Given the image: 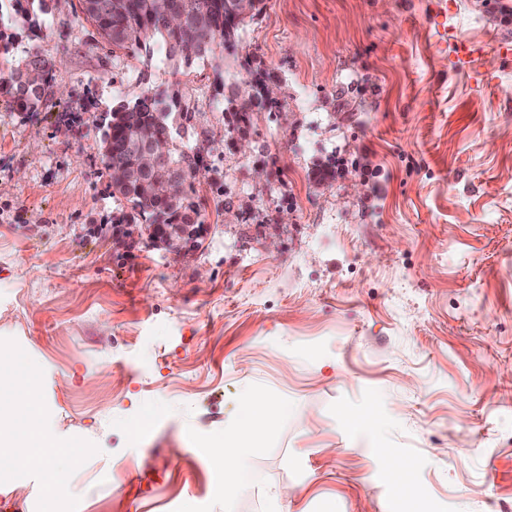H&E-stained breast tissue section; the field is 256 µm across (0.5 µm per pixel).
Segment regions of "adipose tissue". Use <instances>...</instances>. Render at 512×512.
Returning a JSON list of instances; mask_svg holds the SVG:
<instances>
[{
    "instance_id": "ef3b65f1",
    "label": "adipose tissue",
    "mask_w": 512,
    "mask_h": 512,
    "mask_svg": "<svg viewBox=\"0 0 512 512\" xmlns=\"http://www.w3.org/2000/svg\"><path fill=\"white\" fill-rule=\"evenodd\" d=\"M33 381V371L14 356L0 372V459L38 460L44 482L54 484V493L60 496L66 488L58 483L54 471L60 456H75L77 450L46 429L39 397L22 395V388ZM281 411V406L267 397L244 399L236 419L239 441L216 442L215 455L222 457L226 466L241 469L250 451L247 438L267 429Z\"/></svg>"
}]
</instances>
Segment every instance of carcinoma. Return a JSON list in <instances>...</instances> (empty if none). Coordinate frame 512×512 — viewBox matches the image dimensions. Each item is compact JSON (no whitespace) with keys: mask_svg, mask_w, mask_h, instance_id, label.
I'll return each mask as SVG.
<instances>
[{"mask_svg":"<svg viewBox=\"0 0 512 512\" xmlns=\"http://www.w3.org/2000/svg\"><path fill=\"white\" fill-rule=\"evenodd\" d=\"M82 13L98 29L110 49L144 53L146 64L179 71L194 63L208 64L228 81L226 55H237L241 30L263 12V0H253L251 14L240 15L235 0H79ZM47 13L46 0H0V57L12 54L13 43L4 39L2 29L29 22ZM52 59L25 52L17 66L0 77V91H6L21 112H37L54 95ZM273 78L265 70L253 72L249 88L224 97L222 112L234 117L224 125V137L247 133L251 113L277 112L280 102L270 97ZM191 113L178 96L148 92L112 105L104 117L99 150L109 159L107 170L136 171L139 150L180 136L190 127ZM182 153L175 149L167 163L148 178L111 183L112 196H121L130 213L119 222L127 224H172L184 219L181 211L193 209L196 171H181ZM181 179L182 196L175 200L162 194V185L173 176Z\"/></svg>","mask_w":512,"mask_h":512,"instance_id":"cac0c4a2","label":"carcinoma"}]
</instances>
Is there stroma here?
Segmentation results:
<instances>
[{"mask_svg":"<svg viewBox=\"0 0 512 512\" xmlns=\"http://www.w3.org/2000/svg\"><path fill=\"white\" fill-rule=\"evenodd\" d=\"M455 2L449 37L479 49L461 70L436 0H264L237 84L267 70L283 109L254 113L243 154L212 136L211 67L110 53L79 0L6 30L55 69L41 111L0 93V347L56 436L95 449L83 512H512V0ZM154 90L209 135L182 250L117 233L97 148L100 115ZM248 392L286 411L221 482L198 442ZM43 501L30 469L0 512Z\"/></svg>","mask_w":512,"mask_h":512,"instance_id":"35a3bbf8","label":"stroma"}]
</instances>
